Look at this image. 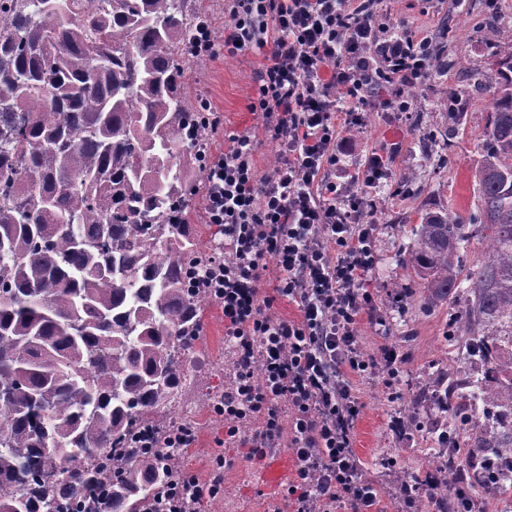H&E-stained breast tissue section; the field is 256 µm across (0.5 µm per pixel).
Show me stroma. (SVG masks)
I'll return each mask as SVG.
<instances>
[{
  "label": "stroma",
  "mask_w": 512,
  "mask_h": 512,
  "mask_svg": "<svg viewBox=\"0 0 512 512\" xmlns=\"http://www.w3.org/2000/svg\"><path fill=\"white\" fill-rule=\"evenodd\" d=\"M382 11L391 19L435 36L448 30V71L429 73L421 84L406 88L413 106L406 112H370L361 126L348 134L346 163H363L375 151L391 153V181L373 197L365 220L375 227L377 263L372 274L376 290L375 317L359 325L358 343L363 353L381 355L396 348L403 365L393 392L380 385V373L353 378L363 409L356 423L354 448L375 484L382 512H397L395 494L400 478L410 479L436 471L440 450L431 427L442 413L430 397L448 353L445 337L466 303L464 291L428 304L413 295L409 272L401 257L413 244L418 214L456 212L474 217L477 185L474 172L480 160L487 125L488 91L476 89L473 71H486L484 44L478 34L483 15L478 0H382ZM196 88L214 111L223 113L231 132L259 137L255 157L259 177H266L279 156V147L263 139L261 122L249 104L255 94L259 59L253 54L217 55L194 62ZM459 93L461 133L449 151L424 155L420 145L442 134L448 125V94ZM203 329L184 365L194 377L173 401L174 421L189 424L197 432L194 448L183 455L181 465L206 479L216 455H224V490L215 499L203 500L201 512H291L287 499L271 503L256 482L258 467L236 443L224 442V418L203 410L198 391L224 388V366L231 348L224 339V314L214 302L203 305Z\"/></svg>",
  "instance_id": "stroma-1"
}]
</instances>
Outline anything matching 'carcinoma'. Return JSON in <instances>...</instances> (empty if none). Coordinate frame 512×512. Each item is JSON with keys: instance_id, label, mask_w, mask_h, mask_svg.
I'll list each match as a JSON object with an SVG mask.
<instances>
[{"instance_id": "cac0c4a2", "label": "carcinoma", "mask_w": 512, "mask_h": 512, "mask_svg": "<svg viewBox=\"0 0 512 512\" xmlns=\"http://www.w3.org/2000/svg\"><path fill=\"white\" fill-rule=\"evenodd\" d=\"M193 0H0V512H144L180 448H143L157 408L186 386L201 327L193 288L206 257L187 218L206 154V103L184 91ZM445 70L446 45L431 42ZM494 83L475 171L488 254L463 285L458 213L424 212L404 259L446 299L466 287L457 335L512 344V50ZM448 436L488 402L482 380L452 397ZM472 477L416 512H472V491L505 495L512 426L469 437Z\"/></svg>"}]
</instances>
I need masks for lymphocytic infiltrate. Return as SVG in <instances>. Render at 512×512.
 <instances>
[{"instance_id": "f902f5d3", "label": "lymphocytic infiltrate", "mask_w": 512, "mask_h": 512, "mask_svg": "<svg viewBox=\"0 0 512 512\" xmlns=\"http://www.w3.org/2000/svg\"><path fill=\"white\" fill-rule=\"evenodd\" d=\"M374 3L228 0L222 43L204 22L190 51L195 61L221 52L262 58L250 110L279 146V161L258 177L256 137L224 132L223 115L209 112L225 147L204 163L203 214L222 237L200 285L223 308L234 355L219 408L224 438L255 460L289 438L292 512H376L377 490L353 448L362 404L348 376L378 370L389 388L403 362L393 349L365 355L356 342L362 315L376 308L374 227L362 216L370 190L391 177L389 160L374 152L363 165L346 164L340 135L366 113L409 111L404 90L426 79L431 58L426 37L383 22ZM375 77L385 86L379 97L369 91ZM270 258L279 275L266 295ZM278 300L296 305L298 318L273 314ZM225 465L216 457L205 484L183 472L154 512H199L223 490Z\"/></svg>"}]
</instances>
